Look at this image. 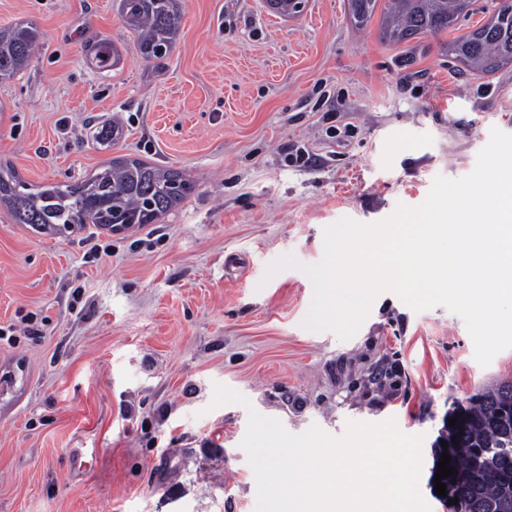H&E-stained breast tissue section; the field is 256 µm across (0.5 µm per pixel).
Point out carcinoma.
<instances>
[{
	"instance_id": "cac0c4a2",
	"label": "carcinoma",
	"mask_w": 512,
	"mask_h": 512,
	"mask_svg": "<svg viewBox=\"0 0 512 512\" xmlns=\"http://www.w3.org/2000/svg\"><path fill=\"white\" fill-rule=\"evenodd\" d=\"M351 23L360 29L380 15L381 38L393 45L425 35L457 31L473 13L474 0H347ZM271 12L288 18L300 13V0H267ZM124 24L136 34V47L148 62L161 63L173 51L180 31V0H120ZM41 32L19 22L0 28V82L26 68ZM448 57L468 70L493 74L512 65V2L502 0L490 19L444 44ZM99 70L116 62V49L99 40L88 45ZM193 182L173 168L137 158L116 157L76 184L34 185L18 175H0V202L18 224L33 228L81 229L88 224L128 229L153 224L181 204ZM456 435L461 512H512V382L497 383L459 404Z\"/></svg>"
}]
</instances>
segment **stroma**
<instances>
[{"label":"stroma","mask_w":512,"mask_h":512,"mask_svg":"<svg viewBox=\"0 0 512 512\" xmlns=\"http://www.w3.org/2000/svg\"><path fill=\"white\" fill-rule=\"evenodd\" d=\"M119 0H0V28L43 44L0 83V164L27 182L76 183L115 157L184 171L191 194L159 223L42 233L0 204V512H255L241 447L249 410L300 434L395 419L423 436L434 492L448 412L512 380L459 315L379 294L357 334L305 328L303 268L323 230L420 205L470 174L491 129L512 134V66L475 75L451 33L390 45L346 0L294 18L264 0H181L179 39L153 67ZM113 44L100 71L87 42ZM311 164H295L296 152ZM100 244L97 260L85 254ZM296 267L272 271L285 256ZM249 401L212 407L214 384Z\"/></svg>","instance_id":"stroma-1"}]
</instances>
